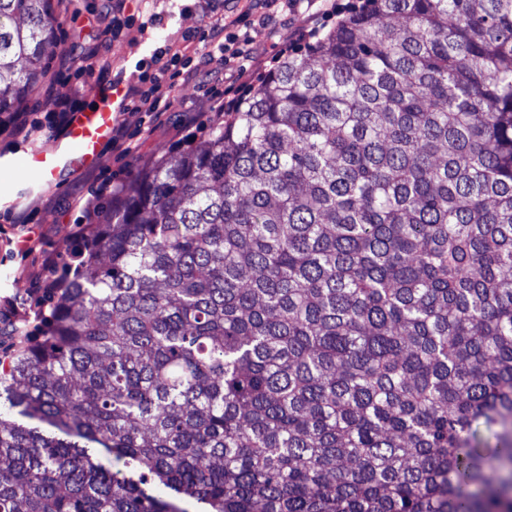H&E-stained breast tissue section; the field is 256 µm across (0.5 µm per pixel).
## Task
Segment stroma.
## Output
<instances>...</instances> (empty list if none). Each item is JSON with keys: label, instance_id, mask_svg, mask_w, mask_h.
Segmentation results:
<instances>
[{"label": "stroma", "instance_id": "35a3bbf8", "mask_svg": "<svg viewBox=\"0 0 512 512\" xmlns=\"http://www.w3.org/2000/svg\"><path fill=\"white\" fill-rule=\"evenodd\" d=\"M252 3L253 0H127L121 25L113 31L109 28L112 14L103 8L102 0H54L55 49L78 53L99 48L112 62L101 75V83L126 85L136 82L143 73L158 75L156 59L166 50L194 59L201 57L208 49L209 25L218 22L225 25L227 32H237L240 19L250 15ZM335 3L339 11L329 18L303 9L288 16L276 15L267 25L255 28L250 58L243 68L226 65L218 55L206 66L223 71L225 87L233 88L236 95H247L257 88L262 76L281 62L282 47H289L294 54L304 53L309 44L306 31L317 28L329 33L364 0ZM57 70V64H50L46 78L28 97L25 109L36 117L47 112L46 97L50 94H76L83 104L91 102L81 78L74 75L70 80H61ZM170 100L169 112L159 121L146 112L117 113V121L126 123L135 145L131 153L104 147L96 165L63 173L58 187L28 193L10 206H0V297L12 303L10 313L0 316V355L18 345L21 335L38 334L43 292L64 269V243L90 231L83 221V203L90 199L101 206L112 201L110 195L97 193L101 178H111L113 185L126 188L145 163L176 152L189 136H202L203 125L217 121L223 109L222 94L215 92L202 75L194 85L175 87ZM21 214L29 216V223H17ZM23 243L29 248L24 258L17 253ZM49 256L56 262L51 270L45 264Z\"/></svg>", "mask_w": 512, "mask_h": 512}]
</instances>
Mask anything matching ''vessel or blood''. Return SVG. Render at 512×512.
Masks as SVG:
<instances>
[{"mask_svg": "<svg viewBox=\"0 0 512 512\" xmlns=\"http://www.w3.org/2000/svg\"><path fill=\"white\" fill-rule=\"evenodd\" d=\"M98 104L73 113L65 136L45 147H25L0 155V172L23 171L43 188L55 187L60 175L98 162L112 135L115 114L125 97L122 84L97 90Z\"/></svg>", "mask_w": 512, "mask_h": 512, "instance_id": "obj_1", "label": "vessel or blood"}]
</instances>
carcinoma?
I'll list each match as a JSON object with an SVG mask.
<instances>
[{
  "label": "carcinoma",
  "mask_w": 512,
  "mask_h": 512,
  "mask_svg": "<svg viewBox=\"0 0 512 512\" xmlns=\"http://www.w3.org/2000/svg\"><path fill=\"white\" fill-rule=\"evenodd\" d=\"M52 15L0 0V114ZM105 213L0 512H512V0H367Z\"/></svg>",
  "instance_id": "carcinoma-1"
}]
</instances>
